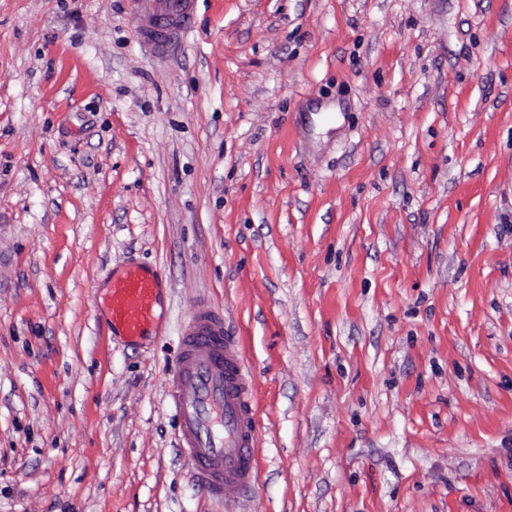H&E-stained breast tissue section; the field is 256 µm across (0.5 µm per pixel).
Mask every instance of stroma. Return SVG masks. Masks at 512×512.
<instances>
[{
  "label": "stroma",
  "mask_w": 512,
  "mask_h": 512,
  "mask_svg": "<svg viewBox=\"0 0 512 512\" xmlns=\"http://www.w3.org/2000/svg\"><path fill=\"white\" fill-rule=\"evenodd\" d=\"M203 303L256 387L223 501L168 408ZM0 512H512V0H196L163 56L0 0ZM160 284L158 276L139 263H130L112 276L109 289L100 301L110 313L112 328L131 342L147 336L158 321Z\"/></svg>",
  "instance_id": "stroma-1"
}]
</instances>
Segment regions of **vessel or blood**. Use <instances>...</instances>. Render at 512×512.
Segmentation results:
<instances>
[{"label":"vessel or blood","mask_w":512,"mask_h":512,"mask_svg":"<svg viewBox=\"0 0 512 512\" xmlns=\"http://www.w3.org/2000/svg\"><path fill=\"white\" fill-rule=\"evenodd\" d=\"M140 43L163 54L188 34L192 0H132ZM157 275L132 263L114 276L101 297L114 328L130 341L147 336L158 321ZM168 402L180 429V448L214 498L252 485L257 473L255 386L223 317L200 305L168 378Z\"/></svg>","instance_id":"b4317fda"}]
</instances>
